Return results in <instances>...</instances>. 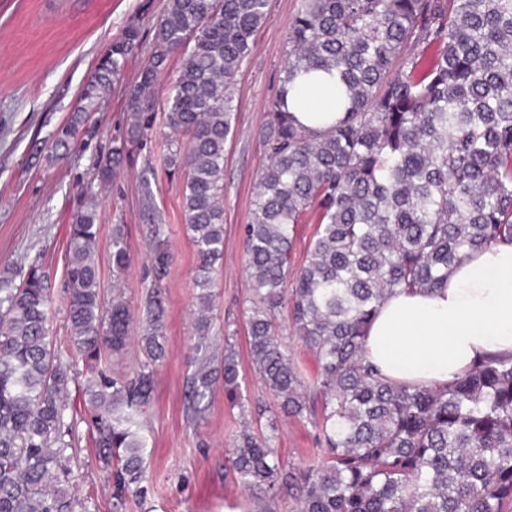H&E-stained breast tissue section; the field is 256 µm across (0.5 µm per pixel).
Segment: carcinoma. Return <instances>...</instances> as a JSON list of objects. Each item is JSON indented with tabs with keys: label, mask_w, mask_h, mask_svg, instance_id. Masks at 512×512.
<instances>
[{
	"label": "carcinoma",
	"mask_w": 512,
	"mask_h": 512,
	"mask_svg": "<svg viewBox=\"0 0 512 512\" xmlns=\"http://www.w3.org/2000/svg\"><path fill=\"white\" fill-rule=\"evenodd\" d=\"M271 18L269 0H166L152 43L125 86L129 120L114 131L72 215L65 253L67 348L51 336L48 277L34 259L0 275V512H90L71 465L90 414L94 455L110 469L112 512L147 496V440L140 417L166 358L164 297L173 255L146 169L140 219L149 226L151 284L142 319L124 294L101 285L98 194L155 131L170 62L164 165L182 178L183 215L196 249L199 308L195 414L218 382L243 429L225 469L258 512H276L283 491L295 512H508L512 508V356L479 357L461 377L433 386L396 383L365 357L378 307L401 291L432 292L466 252L512 243V0H299L278 93L264 134L268 162L255 186L242 241L249 279L251 365L274 400L250 409L235 345L209 354L216 263L224 259V145L233 136L237 76ZM130 23L100 57L70 121L51 147L68 152L142 47ZM336 75L330 128L294 120L286 95L301 75ZM314 216L303 263L291 267L296 226ZM112 280L131 261L115 224ZM318 365L301 371L277 324L281 309ZM139 329L142 358L108 376ZM88 363L78 379L73 360ZM315 430L319 463L282 461L277 418ZM266 421L257 432L252 421Z\"/></svg>",
	"instance_id": "obj_1"
}]
</instances>
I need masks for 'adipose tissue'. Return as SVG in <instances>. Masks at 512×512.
Here are the masks:
<instances>
[{
  "instance_id": "obj_1",
  "label": "adipose tissue",
  "mask_w": 512,
  "mask_h": 512,
  "mask_svg": "<svg viewBox=\"0 0 512 512\" xmlns=\"http://www.w3.org/2000/svg\"><path fill=\"white\" fill-rule=\"evenodd\" d=\"M326 85L299 82L287 106L303 125L334 124ZM512 356V244L468 253L435 292L388 297L368 331L366 355L397 382L432 385L464 375L481 354Z\"/></svg>"
}]
</instances>
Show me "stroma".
I'll list each match as a JSON object with an SVG mask.
<instances>
[{
    "mask_svg": "<svg viewBox=\"0 0 512 512\" xmlns=\"http://www.w3.org/2000/svg\"><path fill=\"white\" fill-rule=\"evenodd\" d=\"M165 0H0V273L41 259L52 295L53 332L66 343L63 271L68 226L78 209L81 188L110 147L113 129L126 121L122 92L93 113L96 133L84 145L59 156L52 134L68 119L99 56L131 20L150 29ZM271 19L259 31L245 59L235 91L236 132L224 150V260L217 264L213 290L212 348L224 356V331L232 329L244 393L270 402L262 382L250 372L245 310L249 282L242 228L255 199V185L267 163L263 133L268 105L276 95L288 47L289 24L297 0H270ZM153 140L129 161L112 188L99 197V263L104 287H111L112 227L128 226L131 262L120 288L139 304L150 284L143 225L139 219L140 176L153 168L152 189L165 219L164 238L173 255L165 288L167 357L156 369L153 400L146 410L150 480L143 512H250L253 496L224 475V450L240 429L239 409L223 390L206 398L201 417L185 401L195 355L193 320L197 293L196 254L182 219L181 181L167 175ZM276 442L285 461L316 463L314 431L282 417ZM81 439L75 467L80 493L98 512H112V485L106 470Z\"/></svg>",
    "mask_w": 512,
    "mask_h": 512,
    "instance_id": "1",
    "label": "stroma"
}]
</instances>
